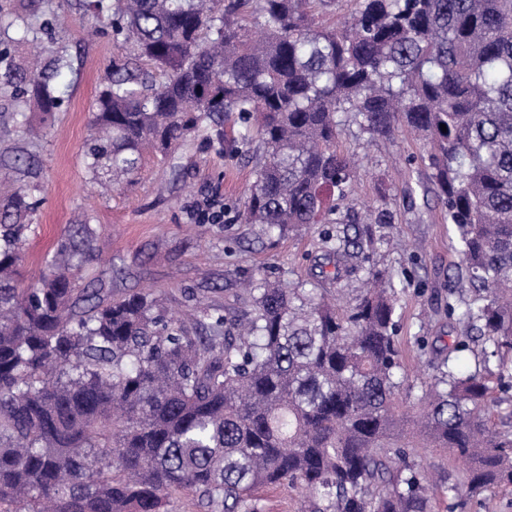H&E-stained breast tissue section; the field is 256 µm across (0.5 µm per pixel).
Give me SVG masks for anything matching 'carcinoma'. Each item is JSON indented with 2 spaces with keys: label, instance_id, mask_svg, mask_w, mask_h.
I'll use <instances>...</instances> for the list:
<instances>
[{
  "label": "carcinoma",
  "instance_id": "1",
  "mask_svg": "<svg viewBox=\"0 0 512 512\" xmlns=\"http://www.w3.org/2000/svg\"><path fill=\"white\" fill-rule=\"evenodd\" d=\"M323 2L86 0L115 53L85 169L93 184L131 178L145 153L190 138L254 157L236 219L271 240L343 223L329 201L357 180L336 147L346 121L371 141L421 135L463 266L444 299L457 336L430 381H409L395 285L371 270L345 307L265 273L249 308L206 309L210 334L192 335L149 294H78L86 217L26 288L39 201L17 188L0 195V512H169L179 493L258 512L257 491L281 486L304 512H431L438 493L463 507L512 488V410L491 419L509 399L488 378L512 352V0H351L335 27L317 20ZM30 6L0 13V97L22 117L59 111L72 71ZM322 242L334 279L360 272L357 242L331 228ZM421 447L454 459L457 478L421 467Z\"/></svg>",
  "mask_w": 512,
  "mask_h": 512
}]
</instances>
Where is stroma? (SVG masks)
<instances>
[{
    "instance_id": "35a3bbf8",
    "label": "stroma",
    "mask_w": 512,
    "mask_h": 512,
    "mask_svg": "<svg viewBox=\"0 0 512 512\" xmlns=\"http://www.w3.org/2000/svg\"><path fill=\"white\" fill-rule=\"evenodd\" d=\"M32 12L49 24L52 35L73 47L75 71L68 75L69 100L51 117L28 113L44 123L46 135L31 141L17 132L8 102L0 100V155L32 158L30 167L0 166V185L29 190L40 205L21 264L24 284H34L46 268L66 225L90 217L96 230V257L76 274L80 288L102 289L103 300L138 292L156 297L165 310L182 315L191 334L207 335L201 307L240 311L249 305L242 279L273 273L284 284L308 283L335 291L353 288L354 280L336 283L325 256L322 225L295 229L274 244L261 243L252 225L235 220L254 180V163L230 157L194 142L171 158H147L142 170L102 195L89 183L83 163L88 123L113 46L108 37H88L92 18L78 0L46 12L34 0ZM340 150L352 155L361 180L339 216L379 205L391 219L372 227L358 261L383 272L399 290L398 342L409 374L427 371L416 356L417 337L428 354L445 350L456 330L442 309L448 279L461 269L453 247L455 228L437 200L431 171L421 157L422 142L395 133L393 139L368 141L355 123L342 127ZM222 213L220 223L203 213Z\"/></svg>"
}]
</instances>
